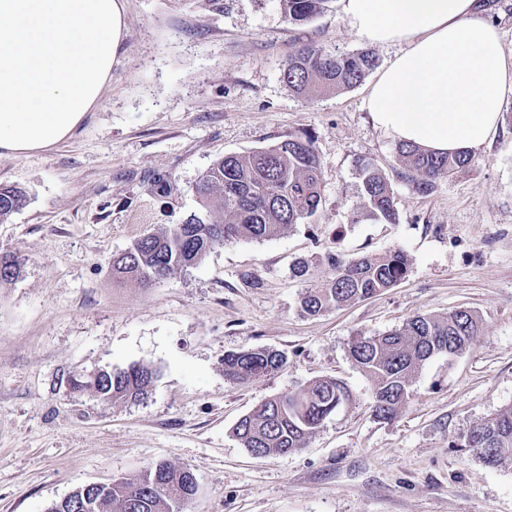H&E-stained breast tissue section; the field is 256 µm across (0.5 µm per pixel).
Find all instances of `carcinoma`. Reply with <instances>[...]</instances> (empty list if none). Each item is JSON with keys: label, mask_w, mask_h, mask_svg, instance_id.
<instances>
[{"label": "carcinoma", "mask_w": 512, "mask_h": 512, "mask_svg": "<svg viewBox=\"0 0 512 512\" xmlns=\"http://www.w3.org/2000/svg\"><path fill=\"white\" fill-rule=\"evenodd\" d=\"M326 0H279L285 19L301 24L319 13ZM377 65L366 52L336 55L315 46L299 49L288 60L283 81L307 97L352 88ZM400 153L415 173L421 194L436 181L468 166L473 156L436 155L401 144ZM366 217L395 224L398 213L387 177L372 163L360 164ZM321 162L310 137L291 135L245 155H227L204 172L194 186L199 209L159 234L142 236L112 260V276L153 285L200 262L225 241L245 237L271 239L312 218L322 205ZM26 203L25 191L0 185V223ZM325 278L313 280L311 263L297 261L293 274L305 283L301 310L316 316L333 307L372 297L394 287L407 273L408 259L400 250L344 261L334 254L320 259ZM0 286L19 277L22 259L0 252ZM480 335V321L466 309L445 316L417 315L401 326L375 336H359L349 347L352 360L373 386V413L391 421L411 395L410 382L433 356L455 358ZM287 357L267 348H247L224 356V377L239 386L281 371ZM156 370L133 364L102 370L95 378H75L74 391L91 392L106 403L140 401L149 395ZM349 400L346 387L321 378L303 388L256 405L233 428L243 447L260 454H288L305 447L310 435ZM464 447L488 467L512 465V407L476 423L463 435ZM190 470L166 461L112 484L101 493L91 512H182L189 500Z\"/></svg>", "instance_id": "obj_1"}]
</instances>
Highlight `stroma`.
<instances>
[{
	"instance_id": "1",
	"label": "stroma",
	"mask_w": 512,
	"mask_h": 512,
	"mask_svg": "<svg viewBox=\"0 0 512 512\" xmlns=\"http://www.w3.org/2000/svg\"><path fill=\"white\" fill-rule=\"evenodd\" d=\"M123 39L100 105L47 152L0 157V184L27 204L0 224V251L23 260L0 286V512H46L76 488L159 461L194 472L182 512H512V465L489 468L463 434L512 406V98L496 140L467 167L416 192L399 143L366 107L398 44L364 39L329 0L288 23L277 0H123ZM367 50L378 61L355 87L307 99L282 69L296 48ZM310 134L323 202L307 223L259 241L215 247L152 287L112 279V258L198 205L192 187L220 158ZM387 176L395 224L354 222L359 164ZM170 180L160 195L153 178ZM402 250L393 288L304 315L293 264ZM477 314L480 336L455 359L414 376L398 417L372 412V384L353 363V337L416 315ZM284 352L282 371L238 386L226 353ZM152 366L146 400L105 404L71 391L93 369ZM331 377L351 392L300 451L253 455L236 422L269 397Z\"/></svg>"
}]
</instances>
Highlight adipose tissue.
<instances>
[{"label": "adipose tissue", "instance_id": "adipose-tissue-1", "mask_svg": "<svg viewBox=\"0 0 512 512\" xmlns=\"http://www.w3.org/2000/svg\"><path fill=\"white\" fill-rule=\"evenodd\" d=\"M373 43L403 42L366 103L375 125L423 150L494 140L512 56L477 0H344ZM123 36L121 0H0V156L71 138L99 106Z\"/></svg>", "mask_w": 512, "mask_h": 512}]
</instances>
